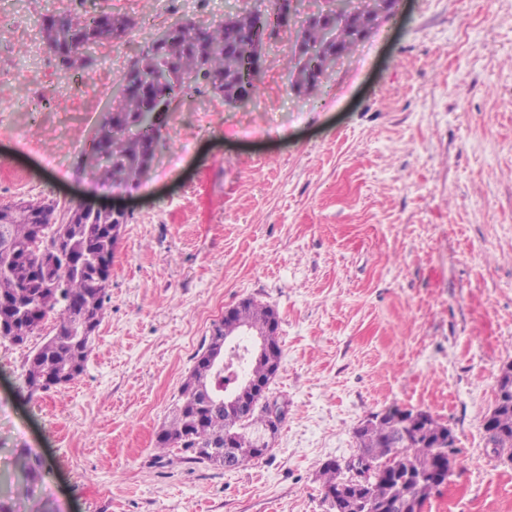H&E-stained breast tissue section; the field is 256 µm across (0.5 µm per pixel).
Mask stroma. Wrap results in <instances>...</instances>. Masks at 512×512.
Returning <instances> with one entry per match:
<instances>
[{
    "label": "stroma",
    "mask_w": 512,
    "mask_h": 512,
    "mask_svg": "<svg viewBox=\"0 0 512 512\" xmlns=\"http://www.w3.org/2000/svg\"><path fill=\"white\" fill-rule=\"evenodd\" d=\"M133 21L119 70L158 30L208 28L240 0H0V205L47 199L128 211L109 310L79 381L29 393V347L0 338V500L14 512H327L318 469L391 406L448 424L459 453L423 512H512V459L482 428L512 363V0H398L320 91H291L288 28L251 100L188 89L149 179L113 197L80 167L112 100L100 59L67 70L36 20ZM93 75L71 103L61 90ZM31 129L28 141L15 132ZM56 165H48L47 157ZM279 316L270 454L235 470L158 457L156 434L218 317L242 300ZM36 465L11 494L13 460Z\"/></svg>",
    "instance_id": "1"
}]
</instances>
